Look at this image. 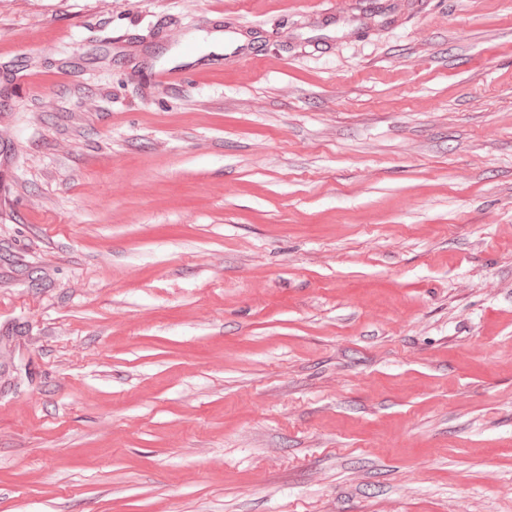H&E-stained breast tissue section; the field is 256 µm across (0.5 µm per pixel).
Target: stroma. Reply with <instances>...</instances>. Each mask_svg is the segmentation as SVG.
<instances>
[{
    "instance_id": "35a3bbf8",
    "label": "stroma",
    "mask_w": 512,
    "mask_h": 512,
    "mask_svg": "<svg viewBox=\"0 0 512 512\" xmlns=\"http://www.w3.org/2000/svg\"><path fill=\"white\" fill-rule=\"evenodd\" d=\"M0 512H512V0H0Z\"/></svg>"
}]
</instances>
